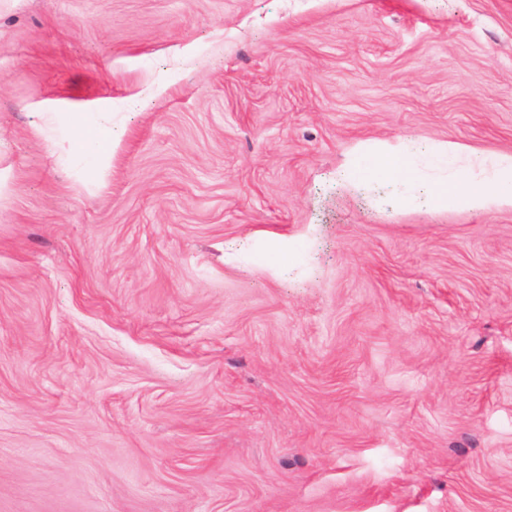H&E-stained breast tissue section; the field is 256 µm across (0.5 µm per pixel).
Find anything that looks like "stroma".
I'll return each instance as SVG.
<instances>
[{
	"label": "stroma",
	"instance_id": "stroma-1",
	"mask_svg": "<svg viewBox=\"0 0 512 512\" xmlns=\"http://www.w3.org/2000/svg\"><path fill=\"white\" fill-rule=\"evenodd\" d=\"M415 139L512 154V0H0V512H512V208L336 182ZM91 114L77 125L53 127L62 141L71 146V161L81 170L94 176L103 174L112 157V112H83Z\"/></svg>",
	"mask_w": 512,
	"mask_h": 512
}]
</instances>
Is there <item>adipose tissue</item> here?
<instances>
[{
	"label": "adipose tissue",
	"mask_w": 512,
	"mask_h": 512,
	"mask_svg": "<svg viewBox=\"0 0 512 512\" xmlns=\"http://www.w3.org/2000/svg\"><path fill=\"white\" fill-rule=\"evenodd\" d=\"M61 140L71 146V161L81 170L103 174L112 156V115L94 112L73 126L59 128ZM458 148L434 144L426 152L432 164L444 167L448 176L433 181L424 191V203L433 210L466 209L484 212L493 206H512V155L492 160L478 159L458 165ZM340 176L348 184L380 178L386 181L414 182L420 174L412 150L379 143L368 153L353 158Z\"/></svg>",
	"instance_id": "ef3b65f1"
}]
</instances>
